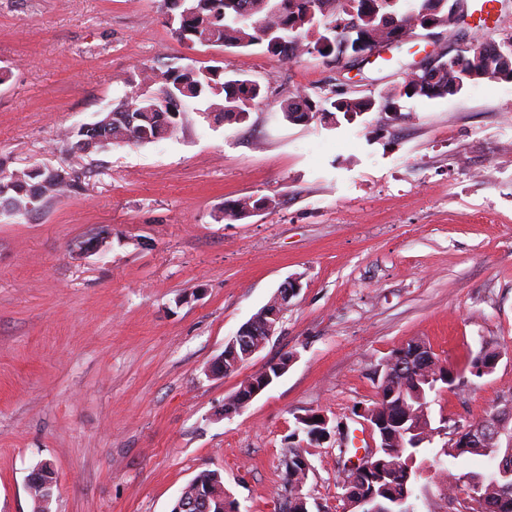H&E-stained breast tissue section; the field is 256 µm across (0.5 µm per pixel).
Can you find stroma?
<instances>
[{
	"mask_svg": "<svg viewBox=\"0 0 512 512\" xmlns=\"http://www.w3.org/2000/svg\"><path fill=\"white\" fill-rule=\"evenodd\" d=\"M465 29L417 31L337 77L327 58L288 63L259 45L187 46L167 0H0V176L40 167L79 178L24 215L0 213V512H34L30 471L58 473L51 512H170L201 471L219 472L240 512H282L291 446L310 464V512H342L345 436L375 437L378 364L419 339L454 386L430 398L433 426L477 420L512 393V82L483 80L430 100L399 98L330 126L286 122L296 89L313 100L375 99L423 58L512 40V6ZM158 70L220 66L267 86L248 120L187 104L175 136L72 149L68 132L101 118ZM490 164L479 183L472 168ZM272 205L223 218L238 199ZM100 250H85L89 239ZM265 345L233 373L212 362L290 280ZM497 348L494 370L465 366ZM288 371L245 410L224 402L282 354ZM324 414L309 441L299 417ZM435 436L416 460L413 512H458L440 468L488 473L446 457Z\"/></svg>",
	"mask_w": 512,
	"mask_h": 512,
	"instance_id": "obj_1",
	"label": "stroma"
}]
</instances>
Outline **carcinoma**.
I'll list each match as a JSON object with an SVG mask.
<instances>
[{"label":"carcinoma","mask_w":512,"mask_h":512,"mask_svg":"<svg viewBox=\"0 0 512 512\" xmlns=\"http://www.w3.org/2000/svg\"><path fill=\"white\" fill-rule=\"evenodd\" d=\"M365 16L361 20L368 42L382 45L411 30L412 23L432 18L440 27L448 26V0H414L407 6L405 0H278L277 9H267V0H174L181 8L179 16H170L168 24L174 38L181 43L209 47L246 48L262 45L266 52L284 60L295 55H324L319 42L308 39V31L317 21L328 30L329 43L344 37L342 23L346 20L349 2ZM394 16L401 25L390 24L387 17ZM136 87L146 90L141 95L130 90L117 101L115 108L96 122L94 131L78 129L70 135L78 137L74 147L90 149L96 134H105L112 141L124 138L146 144L175 134L181 125L182 105L187 100L207 103V111L220 112L224 117L243 122L250 109L244 103L258 106L267 98V89L247 79H227L218 66L199 69L158 71L143 67L138 73ZM460 69L450 62L443 68L435 67L406 79L400 85L404 97L434 99L448 95L456 85ZM377 101L371 97L331 99L325 96L313 101L304 90H298L283 104V118L290 123L307 122L316 115L324 118L371 112ZM75 176L60 170L32 168L0 177V205H6L15 214H25L35 202L48 195L71 191ZM266 205L264 200L239 199L224 209V219L238 221L250 216ZM427 346L412 340L392 353L379 369L378 388L381 399L373 403L379 424L380 449L377 457L373 486L382 506L391 508L394 501L410 495L408 488L418 449L433 439L432 424L423 419V406L433 387L444 382L453 385V371L439 363L423 358ZM497 351L482 348L470 359L467 369L472 376L481 378L480 366H485ZM422 420L419 432H410L413 418ZM443 454L456 458L470 454L488 458L497 465L512 467V443L491 442L487 445L461 447V443L448 440ZM305 456L300 450H289L285 480L288 483L287 512H309L306 499L295 494L294 483L306 481L308 471L303 468ZM442 485L448 495L457 499L465 496L466 512H512V493L502 488L512 486V470L502 473L497 468L490 474H458L448 468L440 469ZM367 486L364 476L347 473L339 481L342 501L351 512H358L355 504ZM189 498L204 496L210 506L222 502L225 512H234V501L224 490L220 473L205 470L186 486Z\"/></svg>","instance_id":"cac0c4a2"}]
</instances>
